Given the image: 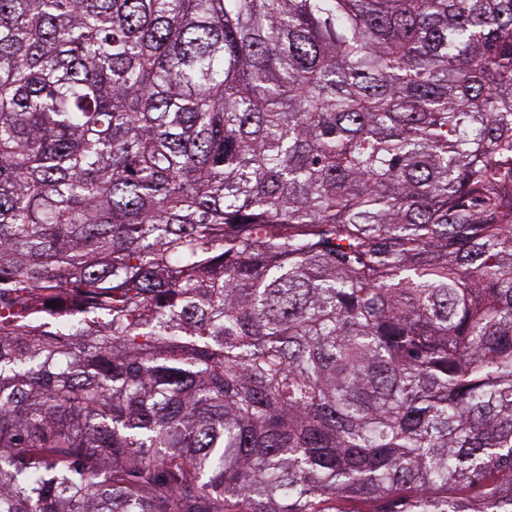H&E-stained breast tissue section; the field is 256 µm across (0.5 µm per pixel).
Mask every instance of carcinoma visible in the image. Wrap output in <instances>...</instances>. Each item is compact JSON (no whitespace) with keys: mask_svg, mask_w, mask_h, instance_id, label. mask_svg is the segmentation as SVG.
Masks as SVG:
<instances>
[{"mask_svg":"<svg viewBox=\"0 0 512 512\" xmlns=\"http://www.w3.org/2000/svg\"><path fill=\"white\" fill-rule=\"evenodd\" d=\"M341 500L512 512V0H0V512Z\"/></svg>","mask_w":512,"mask_h":512,"instance_id":"1","label":"carcinoma"}]
</instances>
